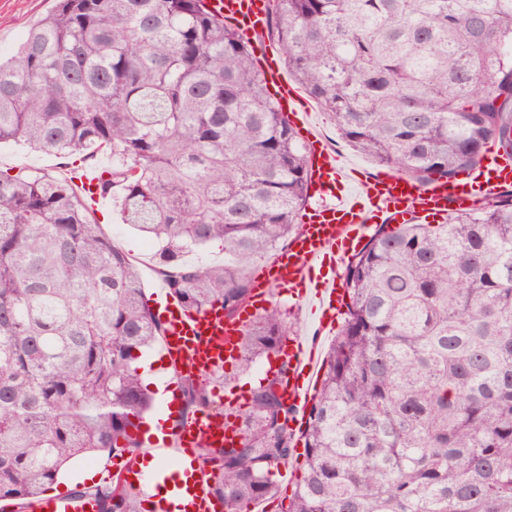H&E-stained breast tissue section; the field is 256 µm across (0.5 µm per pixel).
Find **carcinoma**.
I'll return each mask as SVG.
<instances>
[{"label":"carcinoma","mask_w":512,"mask_h":512,"mask_svg":"<svg viewBox=\"0 0 512 512\" xmlns=\"http://www.w3.org/2000/svg\"><path fill=\"white\" fill-rule=\"evenodd\" d=\"M268 35L342 136L418 182L512 161V0H270ZM86 162L185 308L251 298L249 269L301 231L309 149L252 46L204 0H56L0 62V143ZM74 172L0 169V500L20 508L76 460L132 454L153 398L133 367L163 335L142 277ZM224 263H189L213 244ZM343 321L280 512H512V189L435 224H382L344 266ZM285 329L273 305L247 368ZM283 373L251 392L238 445L198 447L224 512L278 498L296 451ZM181 418L210 405L180 375ZM137 512L117 477L76 491Z\"/></svg>","instance_id":"carcinoma-1"}]
</instances>
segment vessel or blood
Here are the masks:
<instances>
[{
    "instance_id": "obj_1",
    "label": "vessel or blood",
    "mask_w": 512,
    "mask_h": 512,
    "mask_svg": "<svg viewBox=\"0 0 512 512\" xmlns=\"http://www.w3.org/2000/svg\"><path fill=\"white\" fill-rule=\"evenodd\" d=\"M207 10L220 21L232 24L246 38L261 34L268 23V0H205ZM261 71L275 91L283 112L292 118L309 117L306 102L281 75L266 45H259ZM310 183L317 192L328 194V201L312 207L302 219V230L288 250L266 269L256 288L266 296L272 284L285 283L291 296L319 318L320 330H335L334 303L339 295L337 269L359 251L374 235L378 224L400 222L410 215L445 216L449 205L467 207L474 198L512 186V163L488 155L483 166L467 178L427 184L395 174L358 180L353 169L329 151L318 135L310 137ZM358 190H351V183ZM251 316L242 310L237 318H225L223 310L194 311L166 298L161 321L164 325V351L168 360L182 372L214 370L238 354L239 336ZM291 374L284 389L296 413L305 414L312 397L308 384L314 377L321 352L317 343L293 340L283 350ZM240 437L232 420H217L214 412L203 411L186 423L176 424L170 444L188 452L208 443L220 446ZM121 475L143 493L158 490L160 475L142 470L130 460ZM35 512H98L89 497L61 496L35 503ZM218 501L205 479L193 481L185 512H217Z\"/></svg>"
}]
</instances>
